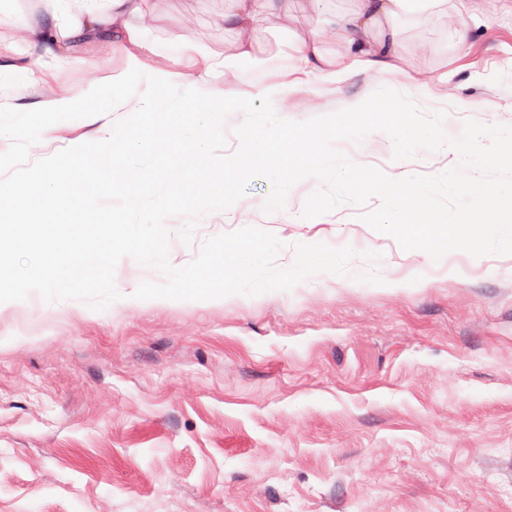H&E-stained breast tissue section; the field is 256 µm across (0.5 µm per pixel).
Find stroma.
Here are the masks:
<instances>
[{"instance_id": "obj_1", "label": "stroma", "mask_w": 512, "mask_h": 512, "mask_svg": "<svg viewBox=\"0 0 512 512\" xmlns=\"http://www.w3.org/2000/svg\"><path fill=\"white\" fill-rule=\"evenodd\" d=\"M143 45L131 52L84 40L46 57L49 83L7 81L0 99H77L111 75L138 69L181 88L196 71L176 63L185 44L217 54L237 34L232 0H142ZM353 0H296L290 29L265 22L251 58L231 59L207 93L259 100L288 93L276 113L302 121L355 107L379 88L466 120L512 126V0H471L466 17L398 20L401 69L330 80L292 69L291 30L314 32L326 57L345 48L332 18ZM47 0H0V60L35 56L23 25ZM467 24L469 39L455 31ZM111 112L54 124L30 149L38 160L107 138ZM352 161L399 179L454 168L450 148L394 160L388 135L336 144ZM307 178L267 214L268 178L202 216L191 245L167 222L180 267L208 237L245 226L283 244L353 247L346 274L320 273L287 291L207 301H141L162 274L122 259L120 300L95 311L38 294L0 304V512H512V255L403 250L345 204L306 219ZM379 254L377 263L365 253Z\"/></svg>"}]
</instances>
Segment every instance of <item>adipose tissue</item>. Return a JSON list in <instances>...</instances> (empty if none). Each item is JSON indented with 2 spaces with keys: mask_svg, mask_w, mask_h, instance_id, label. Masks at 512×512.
Here are the masks:
<instances>
[{
  "mask_svg": "<svg viewBox=\"0 0 512 512\" xmlns=\"http://www.w3.org/2000/svg\"><path fill=\"white\" fill-rule=\"evenodd\" d=\"M234 10L224 18L238 32L235 54L249 56L263 30L262 23L275 17L288 21L294 0H233ZM448 6L461 14L463 0H355L352 10L337 15L336 27L345 33V52L336 60L325 59L315 37L296 34L293 42V65L296 70L324 78L332 73L398 69L403 56L399 50L395 22L402 15L416 11H432ZM140 12V0H107L102 11L90 12L87 24H75L66 39L76 40L86 35L119 29L132 30V17Z\"/></svg>",
  "mask_w": 512,
  "mask_h": 512,
  "instance_id": "obj_1",
  "label": "adipose tissue"
}]
</instances>
